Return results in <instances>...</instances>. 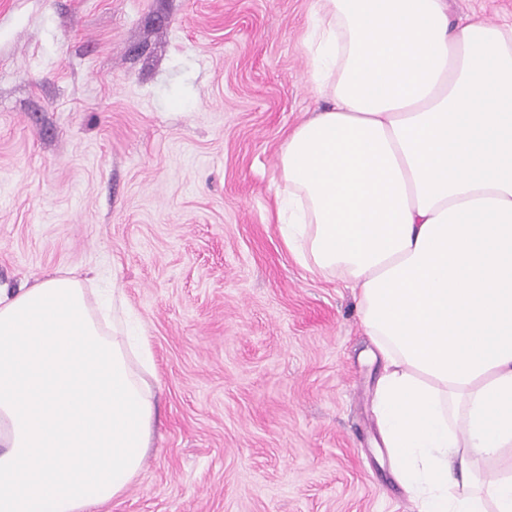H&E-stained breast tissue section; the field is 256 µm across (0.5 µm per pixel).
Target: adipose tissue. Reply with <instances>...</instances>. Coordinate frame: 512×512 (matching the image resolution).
<instances>
[{
    "label": "adipose tissue",
    "mask_w": 512,
    "mask_h": 512,
    "mask_svg": "<svg viewBox=\"0 0 512 512\" xmlns=\"http://www.w3.org/2000/svg\"><path fill=\"white\" fill-rule=\"evenodd\" d=\"M311 29L325 106L279 154L282 242L352 288L417 512H512V24L319 0ZM122 305L68 272L0 289V512H99L139 476L152 352Z\"/></svg>",
    "instance_id": "adipose-tissue-1"
}]
</instances>
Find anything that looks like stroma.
I'll return each mask as SVG.
<instances>
[{
  "label": "stroma",
  "mask_w": 512,
  "mask_h": 512,
  "mask_svg": "<svg viewBox=\"0 0 512 512\" xmlns=\"http://www.w3.org/2000/svg\"><path fill=\"white\" fill-rule=\"evenodd\" d=\"M317 0H0V287L120 288L159 421L101 512H415L351 289L272 214Z\"/></svg>",
  "instance_id": "35a3bbf8"
}]
</instances>
